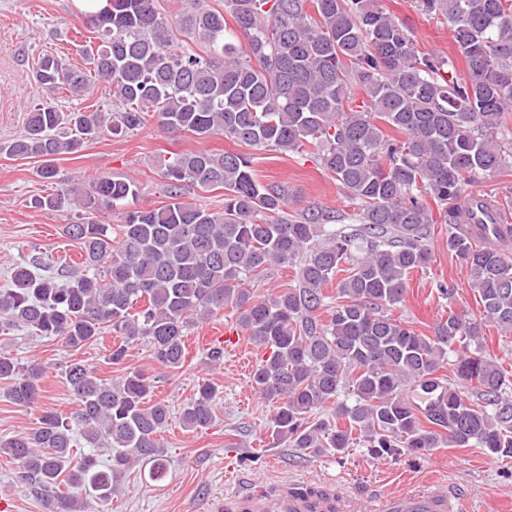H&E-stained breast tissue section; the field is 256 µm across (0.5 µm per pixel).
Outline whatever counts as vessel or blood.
<instances>
[{
  "mask_svg": "<svg viewBox=\"0 0 512 512\" xmlns=\"http://www.w3.org/2000/svg\"><path fill=\"white\" fill-rule=\"evenodd\" d=\"M222 496L208 502L207 512H466L467 499L458 489L443 492L434 485L420 491L385 492L370 498L340 489L326 476L299 485L279 480L260 486L252 475L228 470Z\"/></svg>",
  "mask_w": 512,
  "mask_h": 512,
  "instance_id": "vessel-or-blood-1",
  "label": "vessel or blood"
}]
</instances>
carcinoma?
Returning <instances> with one entry per match:
<instances>
[{"instance_id":"cac0c4a2","label":"carcinoma","mask_w":512,"mask_h":512,"mask_svg":"<svg viewBox=\"0 0 512 512\" xmlns=\"http://www.w3.org/2000/svg\"><path fill=\"white\" fill-rule=\"evenodd\" d=\"M418 2L448 19L464 74L449 56L419 51L376 0H224L222 11L192 0L182 29L203 54L173 40L155 0H105L85 13L99 40L94 77L121 108L38 105L26 135L1 152L40 158L39 175L52 179L57 156L105 131L137 130L152 113L166 130L201 140L222 135L281 155L316 151L353 207V223L318 206L288 214V188L258 180L251 158L232 152L161 159L169 202L159 208L135 206L132 180L64 188L31 206L84 214L63 227L83 270L40 277V252L17 265L0 291V334L23 326L80 348L109 329L120 339L110 363L147 340L156 364L176 370L187 329L229 309L270 351L251 384L274 404L272 436L290 447L341 454L359 443L377 458L479 448L512 458V372L482 354L483 323L512 332V253L495 246L501 225L474 224L468 234L459 209L471 177L512 169V0ZM37 78L50 93L79 97L91 87L88 73L61 65ZM186 183L224 188V210L183 201ZM115 209L125 210L116 240L112 225L92 220ZM438 220L483 310L479 319L450 311L424 336L387 310L404 301L410 274L435 261L429 238ZM284 266L296 268V284L268 298L245 287ZM331 285L336 303L325 293ZM448 356L455 380L419 410L407 391L437 376ZM61 376L75 403L70 414L44 411L30 431L0 440V456L18 464L43 512L85 508L61 490L64 480L108 501L140 463L154 479L166 476L160 433L169 409L152 401L154 377L134 369L107 381L76 360ZM0 380L10 401L40 407V365L0 353ZM215 399L211 384L200 385L183 407L184 425L209 426ZM76 428L111 452L109 466L73 453Z\"/></svg>"}]
</instances>
